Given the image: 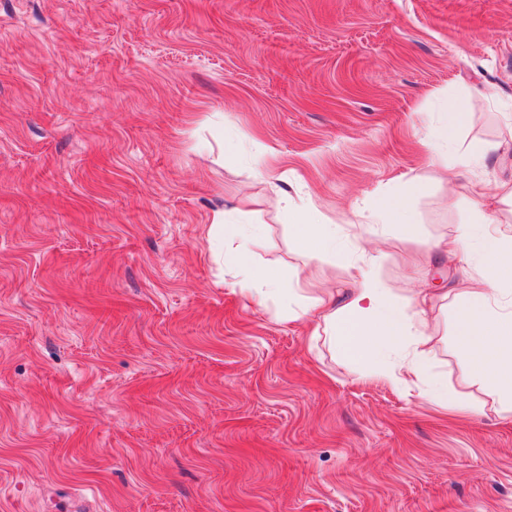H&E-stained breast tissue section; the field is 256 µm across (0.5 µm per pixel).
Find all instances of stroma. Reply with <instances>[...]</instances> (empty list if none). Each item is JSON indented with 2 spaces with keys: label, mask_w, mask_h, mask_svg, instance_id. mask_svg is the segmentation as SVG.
Listing matches in <instances>:
<instances>
[{
  "label": "stroma",
  "mask_w": 512,
  "mask_h": 512,
  "mask_svg": "<svg viewBox=\"0 0 512 512\" xmlns=\"http://www.w3.org/2000/svg\"><path fill=\"white\" fill-rule=\"evenodd\" d=\"M469 114L446 156V104ZM512 181V0H0V512H512V417L437 311L447 406L311 343L295 307L225 284L215 211L254 264L305 259L313 204L410 296L434 243ZM280 158L268 170L260 152ZM412 225L372 231L380 199ZM479 407L476 415L458 405ZM369 219L368 224H378L377 226L384 227V224H393L402 219L409 221L410 213L404 198H382L372 206Z\"/></svg>",
  "instance_id": "obj_1"
}]
</instances>
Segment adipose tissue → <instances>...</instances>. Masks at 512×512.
I'll list each match as a JSON object with an SVG mask.
<instances>
[{"label": "adipose tissue", "mask_w": 512, "mask_h": 512, "mask_svg": "<svg viewBox=\"0 0 512 512\" xmlns=\"http://www.w3.org/2000/svg\"><path fill=\"white\" fill-rule=\"evenodd\" d=\"M311 216V210H302L299 224L309 240L308 260L335 259L337 225L313 222ZM212 225L224 232V269L235 284L259 281L252 295L256 301L264 292H276L278 280L249 263L253 234L222 210L213 214ZM440 247L475 268L441 297L457 309L455 335L474 377L489 389L499 413L512 414V232L484 222L464 224ZM377 261L363 252L344 258L352 288L342 297L330 288L311 292L308 282L295 280L297 308L288 318L309 320L313 339L328 340L349 358L379 359L376 376L395 389H415L428 400L445 402L443 384L429 362L432 337L426 328L433 297L395 298L375 275Z\"/></svg>", "instance_id": "adipose-tissue-1"}]
</instances>
